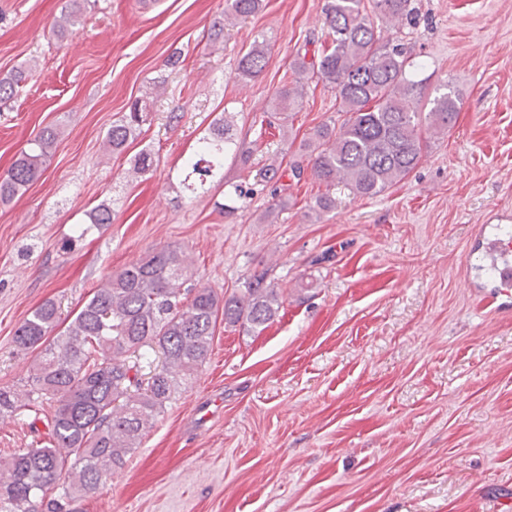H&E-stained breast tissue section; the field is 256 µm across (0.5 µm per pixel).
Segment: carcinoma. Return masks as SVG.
Wrapping results in <instances>:
<instances>
[{
	"instance_id": "cac0c4a2",
	"label": "carcinoma",
	"mask_w": 512,
	"mask_h": 512,
	"mask_svg": "<svg viewBox=\"0 0 512 512\" xmlns=\"http://www.w3.org/2000/svg\"><path fill=\"white\" fill-rule=\"evenodd\" d=\"M262 0H224V19L213 23L208 40L224 41V21L245 20L258 13ZM372 13L400 21L411 16L410 0H326L328 40L299 53L292 68L299 76L283 85L274 111L282 123L299 106L303 81L316 79L336 91L342 119H329L309 138L308 165L294 161L289 169L270 164L255 170L252 187L231 185L239 200L257 188L305 173L324 184L313 210L336 209L333 190L341 186L355 198H374L406 179L418 166L428 139L446 133L457 117L458 99L443 86L427 92L407 76L404 48L382 41ZM71 12L54 22L52 33L63 38L75 26ZM268 64L266 38L256 39L238 63V75L253 79ZM32 74L19 68L0 78V103L17 95ZM147 103L134 101L129 112L112 123L106 149L124 150L141 134ZM59 138L44 128L0 177V202H9L37 181ZM253 168V152L236 139L233 115L215 117L197 147L182 159L179 184L195 192L214 179L224 182V158ZM154 156L141 150L132 173L152 170ZM94 227L112 223V210L101 203L88 213ZM280 292L257 274L245 288L221 297L194 283L191 260L181 248L161 247L105 278L70 322L60 326L58 306L47 300L35 307L16 329L15 346L38 351L29 379L38 394L53 403L47 417L48 442L0 459V512H65L61 499L48 495L62 477L71 489L90 492L112 479L141 438L164 411L180 385H189L206 363L218 316L224 324L260 333L278 316ZM21 407V395L0 388V416Z\"/></svg>"
}]
</instances>
